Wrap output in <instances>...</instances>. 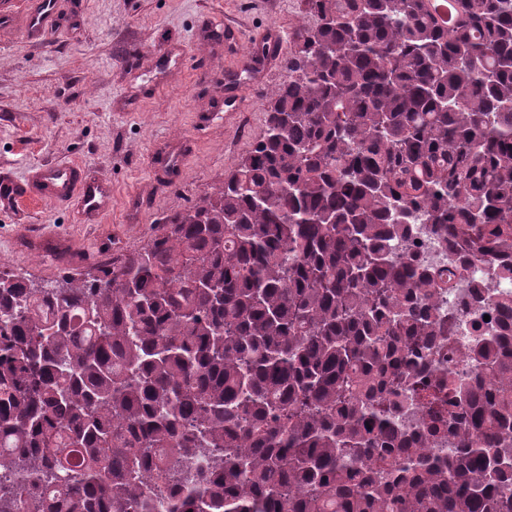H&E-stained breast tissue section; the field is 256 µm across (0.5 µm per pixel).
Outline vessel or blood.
<instances>
[{"label":"vessel or blood","instance_id":"1","mask_svg":"<svg viewBox=\"0 0 512 512\" xmlns=\"http://www.w3.org/2000/svg\"><path fill=\"white\" fill-rule=\"evenodd\" d=\"M58 22V0H30L24 20L25 37L31 41L50 38ZM24 201L72 203L81 224L99 223L112 203V184L88 173L78 163L61 162L38 168L24 183L0 177V208L15 209Z\"/></svg>","mask_w":512,"mask_h":512}]
</instances>
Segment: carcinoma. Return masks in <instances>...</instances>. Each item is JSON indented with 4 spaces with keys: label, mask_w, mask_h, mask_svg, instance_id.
I'll return each mask as SVG.
<instances>
[{
    "label": "carcinoma",
    "mask_w": 512,
    "mask_h": 512,
    "mask_svg": "<svg viewBox=\"0 0 512 512\" xmlns=\"http://www.w3.org/2000/svg\"><path fill=\"white\" fill-rule=\"evenodd\" d=\"M289 44L261 136L163 233L0 281V512H512V342L455 384L442 273L395 252L451 224L512 255V0H301Z\"/></svg>",
    "instance_id": "obj_1"
}]
</instances>
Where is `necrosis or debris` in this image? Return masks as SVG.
Wrapping results in <instances>:
<instances>
[{
    "mask_svg": "<svg viewBox=\"0 0 512 512\" xmlns=\"http://www.w3.org/2000/svg\"><path fill=\"white\" fill-rule=\"evenodd\" d=\"M399 250L416 258L420 266H433L445 273L437 289V305L447 325L442 348L435 360L443 362L449 375L470 386L488 379L467 353L476 336L503 333L507 316H512V275L504 274V260L464 255L444 239L433 235L429 225L415 224Z\"/></svg>",
    "mask_w": 512,
    "mask_h": 512,
    "instance_id": "1",
    "label": "necrosis or debris"
}]
</instances>
